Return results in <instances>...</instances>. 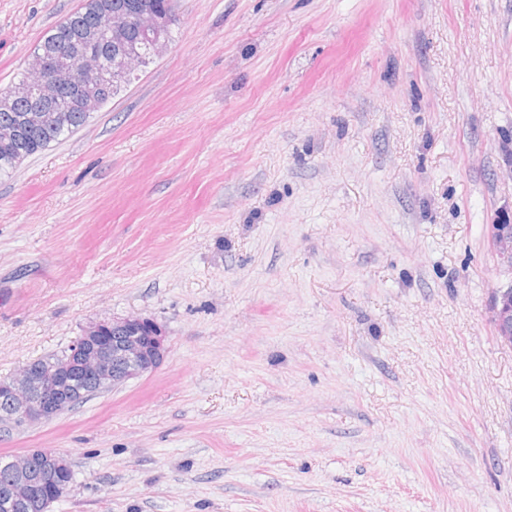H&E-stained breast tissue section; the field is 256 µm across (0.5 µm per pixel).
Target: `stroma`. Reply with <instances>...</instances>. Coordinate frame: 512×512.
Segmentation results:
<instances>
[{
  "label": "stroma",
  "instance_id": "35a3bbf8",
  "mask_svg": "<svg viewBox=\"0 0 512 512\" xmlns=\"http://www.w3.org/2000/svg\"><path fill=\"white\" fill-rule=\"evenodd\" d=\"M82 0H0V89ZM166 48L0 175V379L154 319L152 373L0 456L51 512H512V0H174ZM492 243L501 265L510 274V282L500 288L494 299V324L496 337L512 345V225L494 224L491 229ZM0 456V486L9 477L11 480L0 492L1 508L6 511L49 512L50 506L61 499L73 481V470L67 456L33 448L9 457ZM0 512H5L1 510ZM17 510V511H14Z\"/></svg>",
  "mask_w": 512,
  "mask_h": 512
}]
</instances>
